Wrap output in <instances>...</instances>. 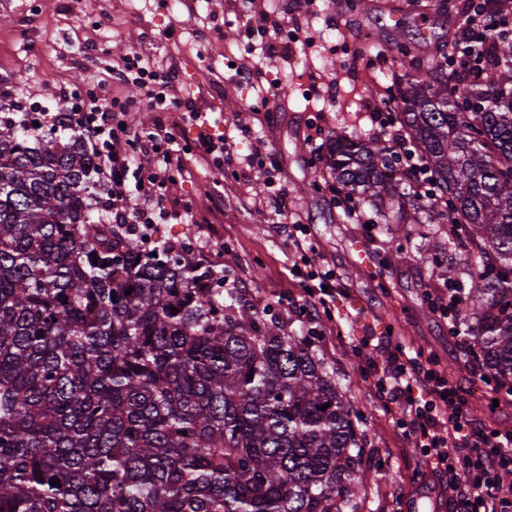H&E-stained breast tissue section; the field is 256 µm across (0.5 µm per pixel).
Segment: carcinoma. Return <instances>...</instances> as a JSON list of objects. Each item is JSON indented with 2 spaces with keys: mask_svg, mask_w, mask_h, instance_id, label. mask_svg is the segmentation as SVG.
I'll use <instances>...</instances> for the list:
<instances>
[{
  "mask_svg": "<svg viewBox=\"0 0 512 512\" xmlns=\"http://www.w3.org/2000/svg\"><path fill=\"white\" fill-rule=\"evenodd\" d=\"M478 47L442 71L399 45L398 120L470 281L454 320L512 387V22ZM80 126L0 114V512H359L364 434L313 336L109 223ZM330 166L394 223L390 147L340 134Z\"/></svg>",
  "mask_w": 512,
  "mask_h": 512,
  "instance_id": "carcinoma-1",
  "label": "carcinoma"
}]
</instances>
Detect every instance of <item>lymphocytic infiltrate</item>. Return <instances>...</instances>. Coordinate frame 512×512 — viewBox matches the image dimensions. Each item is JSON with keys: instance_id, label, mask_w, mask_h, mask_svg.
<instances>
[{"instance_id": "1", "label": "lymphocytic infiltrate", "mask_w": 512, "mask_h": 512, "mask_svg": "<svg viewBox=\"0 0 512 512\" xmlns=\"http://www.w3.org/2000/svg\"><path fill=\"white\" fill-rule=\"evenodd\" d=\"M111 79L136 86L150 107L161 109L173 88L174 76L149 65L135 52L122 58ZM106 82L91 81L86 93L75 97L71 109L82 115V131L92 146L98 180L108 188L106 205L113 223L151 224L156 213L165 210L169 186L175 173L183 169L180 142L174 129L157 127L147 136L156 159L154 168L148 173L138 168L129 152L132 131L123 119L128 101L108 97ZM369 119L379 131L390 132L392 147L404 161L403 173L414 192L431 206H443L415 146L393 132L388 113L373 112ZM250 162L271 189L268 203L275 216L292 222L293 279L306 290L305 312L312 316L330 314L340 293L335 270L309 266V226L292 219L288 201L275 190L272 169L260 150L252 151ZM314 281L323 285V292L310 291ZM377 344L386 348L387 357L375 373V396L396 410L400 426L420 450L422 468L430 476L445 479L447 512H512V487L502 481L503 474L512 473V428H495L473 419L468 392L439 369L435 357L391 346L386 336L378 337Z\"/></svg>"}]
</instances>
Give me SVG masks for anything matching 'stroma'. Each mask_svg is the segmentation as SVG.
I'll return each mask as SVG.
<instances>
[{"mask_svg": "<svg viewBox=\"0 0 512 512\" xmlns=\"http://www.w3.org/2000/svg\"><path fill=\"white\" fill-rule=\"evenodd\" d=\"M372 2L361 10L353 0H0V107L68 111L83 80L108 77L131 49L172 72L175 102L166 110L138 102L132 88L112 84L106 91L135 100L126 120L143 135L171 127L180 99L192 96L196 109L230 136L239 158L220 170L198 149L184 155L158 228L202 249L205 259L233 272L250 298L289 320L302 295L289 274V227L271 215L266 188L246 161L255 147L273 156L289 209L312 227L315 259L335 269L345 289L331 319L312 326L319 354L335 368L367 437L360 512H429L424 494L440 492L441 484L419 477L413 439L375 399L372 371L385 355L361 342L387 335L392 345L435 354L467 389L478 379L476 363L427 303V295L448 294L440 267L421 261L434 252L432 238L412 224L369 228L349 221L333 202L325 154L337 130L370 135L364 114L375 105L401 111L398 44L426 55V39L452 42L468 12L465 0H446L441 8L436 0H399L396 9L387 0ZM281 21L298 41L287 56L265 62L267 77L285 72L288 85L271 87L263 115L260 100L239 86L235 66L265 47ZM307 38L312 47H304ZM312 183L317 192L309 191ZM187 206L191 224L180 219Z\"/></svg>", "mask_w": 512, "mask_h": 512, "instance_id": "35a3bbf8", "label": "stroma"}]
</instances>
